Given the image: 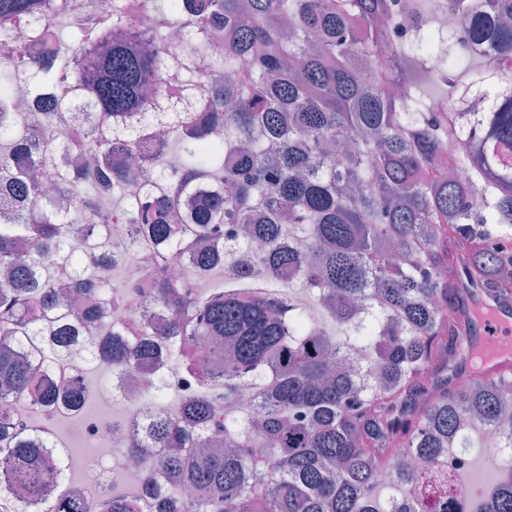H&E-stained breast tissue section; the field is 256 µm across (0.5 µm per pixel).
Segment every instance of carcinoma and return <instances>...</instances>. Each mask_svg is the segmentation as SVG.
<instances>
[{"label":"carcinoma","instance_id":"cac0c4a2","mask_svg":"<svg viewBox=\"0 0 512 512\" xmlns=\"http://www.w3.org/2000/svg\"><path fill=\"white\" fill-rule=\"evenodd\" d=\"M441 8L464 18L462 31L426 30L395 45L380 24L402 37L412 15ZM148 17L223 46L208 73L186 66L162 106L167 47L139 44ZM472 43L493 48L496 66L471 59ZM435 56L420 85L398 63ZM20 80L47 99L29 123L11 111ZM490 87L494 101L477 121L457 111ZM434 97L450 108L431 111ZM160 127L179 161L153 163L135 200L105 208L139 179L112 142L150 160ZM60 150L83 155L87 175L57 167ZM18 153L30 159L24 173ZM119 220L140 225L146 285L170 313L158 342L189 343L166 359L205 385L211 340L231 345L224 401L181 399L176 418L149 414L122 443L127 456L150 459L146 477L193 492L180 512H440L458 486L444 467L448 449L466 445L470 426L512 421V378L472 364L461 322L448 319L461 272L477 287L512 290L503 276L512 254V0H0V264L12 268L0 286V335L14 339L0 345V400H86L58 389L47 364L69 360V343L104 314ZM226 225L243 226L229 246ZM90 230L98 255L73 254L71 239ZM254 241L264 245L255 280L280 290L199 297L196 282L219 269L233 279ZM183 256L187 274L175 279L170 265ZM53 262L85 299L76 313L43 275ZM295 283L344 335H328L292 300ZM151 322L146 314L83 342L82 359L109 369L150 359ZM45 324L51 344L21 352ZM343 347L364 354L366 373H330ZM451 360L471 364L467 386L435 376ZM244 376L260 381L254 413L230 407ZM217 436L228 450L207 452ZM394 442L421 464L395 470ZM65 463L39 432L0 416V470L11 478L1 499L23 512H150L115 490L97 500L52 494ZM393 473L413 493L389 511L378 487ZM486 509L512 512V456Z\"/></svg>","mask_w":512,"mask_h":512}]
</instances>
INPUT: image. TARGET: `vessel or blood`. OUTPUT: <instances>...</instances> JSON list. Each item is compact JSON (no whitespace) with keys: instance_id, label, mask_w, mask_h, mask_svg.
<instances>
[{"instance_id":"vessel-or-blood-1","label":"vessel or blood","mask_w":512,"mask_h":512,"mask_svg":"<svg viewBox=\"0 0 512 512\" xmlns=\"http://www.w3.org/2000/svg\"><path fill=\"white\" fill-rule=\"evenodd\" d=\"M477 313L467 335L484 353L485 373L500 375L512 370V299L478 288L468 291Z\"/></svg>"}]
</instances>
